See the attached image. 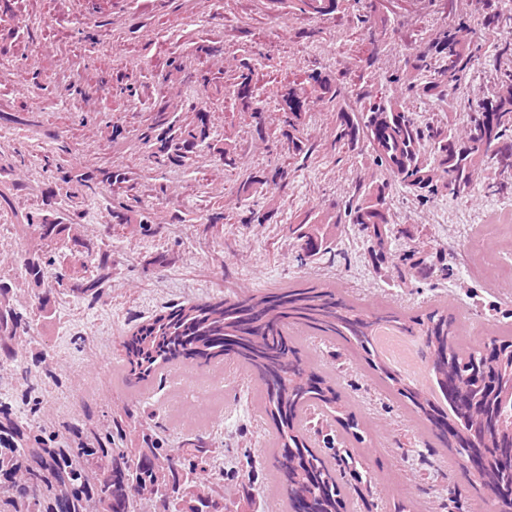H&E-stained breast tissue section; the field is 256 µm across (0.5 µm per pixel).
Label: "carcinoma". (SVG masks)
Here are the masks:
<instances>
[{
	"mask_svg": "<svg viewBox=\"0 0 512 512\" xmlns=\"http://www.w3.org/2000/svg\"><path fill=\"white\" fill-rule=\"evenodd\" d=\"M313 13L327 15L338 8V0H304ZM448 65L422 86L426 95L439 96L454 90L457 72L470 61L452 34L435 46ZM341 95L339 79L312 72L288 87L281 99L283 129L270 133L262 122L254 101L250 74L242 73L233 90L236 109L256 123L259 137L270 143L286 160L241 182L238 192L251 196L268 189L285 190L291 167L311 154V146L296 128L295 120L313 96L335 100ZM353 101L336 111L332 145L339 153L366 148L384 177L358 185L357 200L344 210L332 205L319 212H306L295 222L292 234L299 242L297 258L305 261L320 251L333 231L342 223L372 230L378 245L393 233V214L389 206L392 184L398 183L421 199L445 190L459 199L469 196L476 166L490 162L494 169L512 170V74L502 82L491 99L492 107L478 106L469 119L462 138L452 133L453 117L448 122L422 124L400 102L385 96H372L361 90L352 92ZM197 125L191 130L160 118L156 126L167 127L168 159L182 162L192 158L198 141L207 138V121L197 112ZM272 209H250L248 214L222 216L237 224H270ZM29 226L39 232L48 264L55 267L58 286L76 297L93 296L101 282L77 275L70 257L60 242L69 235L72 224L61 217H28ZM87 257L97 269L108 268L107 251L94 242L84 244ZM394 323L399 333L417 336L424 348L435 354L447 353V360H436L430 367L431 379L445 395L442 406L419 389L405 383L403 376L387 365L374 345L376 330ZM304 325L321 333L345 337L360 346L369 363L387 379L397 393L406 398L427 421L442 414L462 436L472 427H491L492 419L448 395V388L470 389L466 375L473 361L485 359L484 350L466 347L453 335L448 316L433 310L410 324L394 313L363 311L347 299L324 288L282 289L265 294L240 295L234 291L215 302L190 306L175 305L155 317L131 338L129 364L138 379L146 380L164 365L183 360L205 362L230 353L255 374L264 386L265 410L276 427L280 448L279 471L294 484L293 493L303 492L314 512H336L339 486L331 463L313 453L305 444L298 419L314 405L332 408L338 403L336 391L313 368L304 364L288 337V327ZM23 328V315L0 302V350L10 355L9 343ZM495 345L487 367L500 380L512 379V336L491 340ZM74 448H53L44 441L33 448H12L0 454V470L21 469L26 484L14 490L0 485V508L9 512H54L68 499L69 489L77 485L73 512H127L133 500H149L153 512H221L224 484L210 481L198 485L194 474L203 457L166 459L160 462L158 448H114L112 432L76 435Z\"/></svg>",
	"mask_w": 512,
	"mask_h": 512,
	"instance_id": "1",
	"label": "carcinoma"
}]
</instances>
